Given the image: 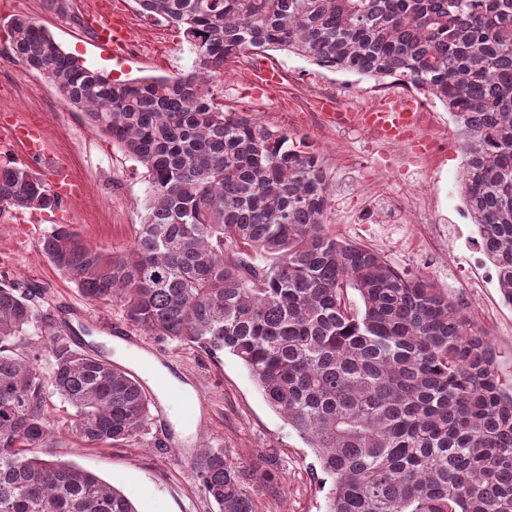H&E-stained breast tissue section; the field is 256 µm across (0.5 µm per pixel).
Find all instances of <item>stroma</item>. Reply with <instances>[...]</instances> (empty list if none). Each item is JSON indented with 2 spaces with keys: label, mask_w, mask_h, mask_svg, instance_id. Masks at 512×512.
<instances>
[{
  "label": "stroma",
  "mask_w": 512,
  "mask_h": 512,
  "mask_svg": "<svg viewBox=\"0 0 512 512\" xmlns=\"http://www.w3.org/2000/svg\"><path fill=\"white\" fill-rule=\"evenodd\" d=\"M58 12L52 0H0V108L40 127L50 160L67 167L81 187L78 199L43 212L42 223H22V214H0V283L41 289L55 318L85 312L101 321L77 333L83 348L127 360L122 345L103 325L123 323L119 303L87 301L77 285L58 271L41 249L53 225L68 224L91 246L106 252L129 249L145 215L149 195L142 169L111 138L96 132L56 87L21 60L9 57L7 23L32 19L86 66L116 80L176 76L190 72L195 55L182 34L166 22L139 14L134 0H112L131 30L126 54L113 55L86 28L87 0H66ZM280 72L277 84L250 95L247 73L264 66ZM226 109L291 133V147L319 150L331 186L327 229L337 238L379 252L408 276L430 278L449 296L469 305L477 330L496 350L499 368L512 377V303L498 286L494 266L481 251L478 233L460 195L463 156L457 149L453 116L432 102L426 135L432 153L385 166L389 149L326 123L313 109L318 95L344 89V109L361 111L374 81L336 72L291 53L269 50L230 60L215 80ZM404 200L389 220L376 223L388 199ZM147 357L176 387L201 399L198 422L184 430L176 417H152L124 448H81L58 436L53 457L74 461L121 489L139 512H217L203 493L197 460L202 450H219L254 464L261 512H325L333 480L311 448L265 401L240 360L213 359L168 338L137 332Z\"/></svg>",
  "instance_id": "1"
}]
</instances>
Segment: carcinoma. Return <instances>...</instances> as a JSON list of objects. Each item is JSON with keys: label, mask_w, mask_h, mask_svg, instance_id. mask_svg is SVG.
I'll return each mask as SVG.
<instances>
[{"label": "carcinoma", "mask_w": 512, "mask_h": 512, "mask_svg": "<svg viewBox=\"0 0 512 512\" xmlns=\"http://www.w3.org/2000/svg\"><path fill=\"white\" fill-rule=\"evenodd\" d=\"M134 2L183 34L191 73L114 82L44 27L10 24L12 53L149 188L127 252L59 225L43 241L51 263L134 328L236 356L332 477L327 512H512V391L468 304L329 235L319 155L225 110L212 83L247 50H286L441 101L458 125L465 208L512 302V0ZM58 205L32 172L0 165V213ZM33 327L48 346L26 340ZM51 395L74 409L67 433L84 448L125 447L150 417L139 380L60 333L41 291L1 284L0 512H138L95 473L37 454L55 434ZM198 468L218 512H257L256 467L206 450Z\"/></svg>", "instance_id": "carcinoma-1"}]
</instances>
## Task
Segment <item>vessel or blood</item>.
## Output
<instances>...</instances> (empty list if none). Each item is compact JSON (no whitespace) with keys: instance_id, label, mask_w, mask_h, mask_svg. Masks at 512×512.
<instances>
[{"instance_id":"1","label":"vessel or blood","mask_w":512,"mask_h":512,"mask_svg":"<svg viewBox=\"0 0 512 512\" xmlns=\"http://www.w3.org/2000/svg\"><path fill=\"white\" fill-rule=\"evenodd\" d=\"M88 29L96 42L113 54H124L130 41V31L125 23L114 17L103 4L90 8L85 16ZM419 101L416 97L398 92L378 100L361 112H335L331 119L338 124L364 123L373 127L378 138L405 140L419 128ZM0 136L17 147L21 155L35 165L46 164L48 151L46 138L37 127L17 122L0 128ZM108 334L125 344L127 360L151 381L160 393L172 398L178 408L179 419L184 427H191L196 420L197 399L176 389L170 378L155 371L152 363L142 352L138 340L121 326L108 327Z\"/></svg>"}]
</instances>
